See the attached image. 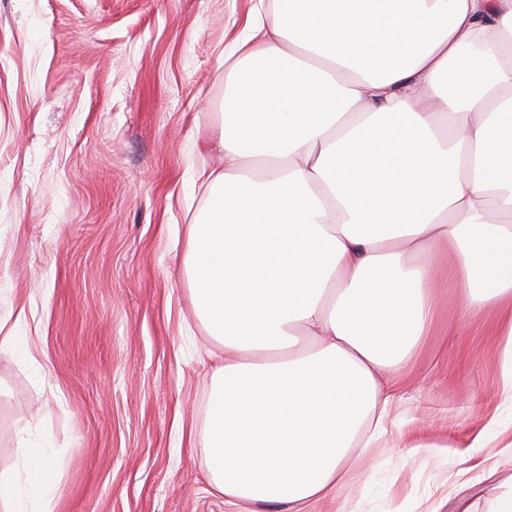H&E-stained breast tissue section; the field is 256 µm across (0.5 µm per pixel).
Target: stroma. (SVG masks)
Masks as SVG:
<instances>
[{"label":"stroma","mask_w":512,"mask_h":512,"mask_svg":"<svg viewBox=\"0 0 512 512\" xmlns=\"http://www.w3.org/2000/svg\"><path fill=\"white\" fill-rule=\"evenodd\" d=\"M258 0H0V473L23 447L61 466L60 512H246L208 480L202 425L224 347L184 273L194 180L221 132L220 55ZM493 323L443 300L347 512H488L458 455L497 420Z\"/></svg>","instance_id":"35a3bbf8"}]
</instances>
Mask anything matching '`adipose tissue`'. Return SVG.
<instances>
[{
  "label": "adipose tissue",
  "instance_id": "ef3b65f1",
  "mask_svg": "<svg viewBox=\"0 0 512 512\" xmlns=\"http://www.w3.org/2000/svg\"><path fill=\"white\" fill-rule=\"evenodd\" d=\"M217 150L185 269L224 346L193 437L225 501L345 495L449 288L494 317L512 406V0L254 9L224 56ZM57 474L23 449L0 506L57 512Z\"/></svg>",
  "mask_w": 512,
  "mask_h": 512
}]
</instances>
